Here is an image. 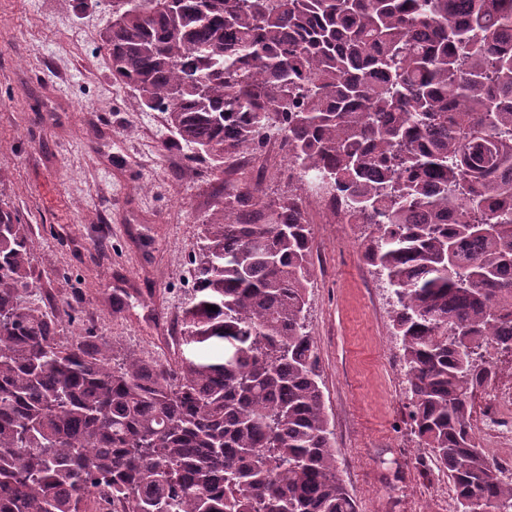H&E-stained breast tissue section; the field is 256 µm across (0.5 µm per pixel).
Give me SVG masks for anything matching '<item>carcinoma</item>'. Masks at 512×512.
Here are the masks:
<instances>
[{"instance_id": "obj_1", "label": "carcinoma", "mask_w": 512, "mask_h": 512, "mask_svg": "<svg viewBox=\"0 0 512 512\" xmlns=\"http://www.w3.org/2000/svg\"><path fill=\"white\" fill-rule=\"evenodd\" d=\"M102 42L215 166L283 136L374 228L421 445L457 512H503L471 413L486 350L512 355V0H117ZM260 193L203 223L172 365L62 336L0 201V512H88L99 488L129 512H357L305 324L312 226Z\"/></svg>"}]
</instances>
